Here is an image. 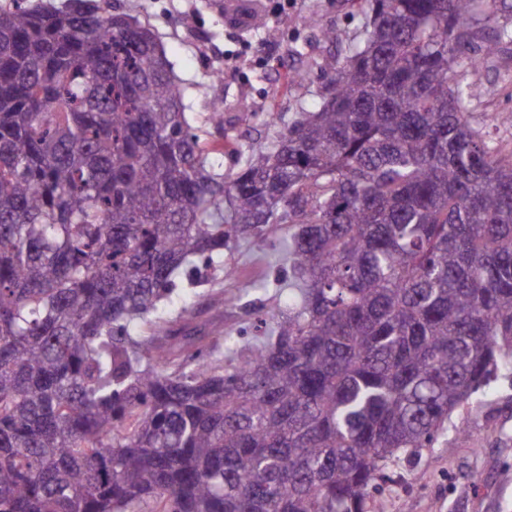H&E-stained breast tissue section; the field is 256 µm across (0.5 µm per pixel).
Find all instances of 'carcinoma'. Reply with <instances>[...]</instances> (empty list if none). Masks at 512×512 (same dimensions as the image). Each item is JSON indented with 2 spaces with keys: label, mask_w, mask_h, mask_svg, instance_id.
<instances>
[{
  "label": "carcinoma",
  "mask_w": 512,
  "mask_h": 512,
  "mask_svg": "<svg viewBox=\"0 0 512 512\" xmlns=\"http://www.w3.org/2000/svg\"><path fill=\"white\" fill-rule=\"evenodd\" d=\"M366 3L317 110L228 177L149 26L0 10V512H369L512 366V154L461 74L506 0ZM278 227L265 340L169 317Z\"/></svg>",
  "instance_id": "1"
}]
</instances>
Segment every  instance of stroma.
<instances>
[{
	"label": "stroma",
	"mask_w": 512,
	"mask_h": 512,
	"mask_svg": "<svg viewBox=\"0 0 512 512\" xmlns=\"http://www.w3.org/2000/svg\"><path fill=\"white\" fill-rule=\"evenodd\" d=\"M262 27L231 26L222 0H112L115 11L149 25L185 90L186 114L202 141L215 138L206 122L207 105L224 103V137L230 147L225 173L238 171L247 144L274 136L299 109H315L326 78L322 62L343 59V44H331L323 30L344 35L362 23L360 0H251ZM224 72L223 82L211 77ZM303 70L302 85L289 86L291 71ZM480 86L470 106L471 121L512 113V42L485 55ZM277 113L276 126L266 122ZM287 238L275 231L268 247L240 246L233 254V279L220 290L179 291L174 308L195 304L201 319L230 334L251 337L257 330L236 295L261 299L260 285L287 281L288 265L277 250ZM389 482L375 495L379 512H512V370L500 369L480 397L450 418L432 447L397 459Z\"/></svg>",
	"instance_id": "1"
}]
</instances>
